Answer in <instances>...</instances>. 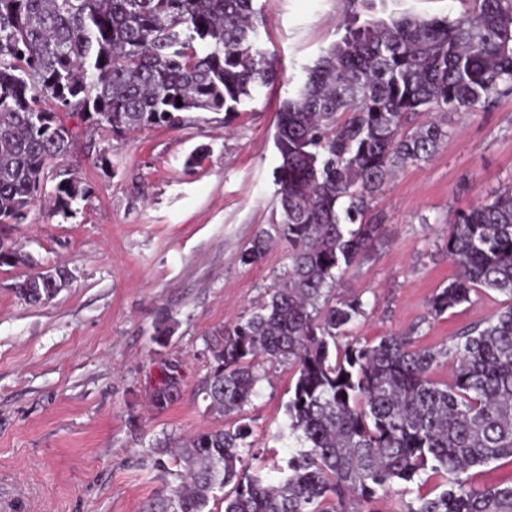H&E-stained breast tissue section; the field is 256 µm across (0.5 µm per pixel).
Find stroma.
I'll return each instance as SVG.
<instances>
[{
    "instance_id": "obj_1",
    "label": "stroma",
    "mask_w": 512,
    "mask_h": 512,
    "mask_svg": "<svg viewBox=\"0 0 512 512\" xmlns=\"http://www.w3.org/2000/svg\"><path fill=\"white\" fill-rule=\"evenodd\" d=\"M266 18L261 36L276 71L238 112H191L185 124L119 136L81 114H62L72 133L64 160L48 165L44 190L0 243L29 255L26 266L0 267V512H150L170 495L179 466L153 467L158 440L179 441L229 418L209 408L205 348L259 305L288 264V243L274 237L263 259L246 266L242 250L279 223L275 116L301 75L340 40L350 0H255ZM460 0H374L362 18L460 12ZM448 136L426 162L398 169L374 204L386 236L349 267L336 288L362 300L353 330L361 343L417 329L436 346L486 321L503 305L487 291L438 319L428 300L454 268L442 250L454 210L512 182V94L488 110L453 112ZM204 149L201 164L188 156ZM107 164H100V156ZM86 188L68 216L54 212L64 179ZM67 269L65 288L33 307L13 290L29 273ZM170 317L166 346L154 325ZM181 364L184 382L165 410L150 404L162 361ZM246 408L265 467L287 457L275 437L288 425L295 375L265 363Z\"/></svg>"
}]
</instances>
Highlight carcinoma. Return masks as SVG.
Here are the masks:
<instances>
[{"mask_svg": "<svg viewBox=\"0 0 512 512\" xmlns=\"http://www.w3.org/2000/svg\"><path fill=\"white\" fill-rule=\"evenodd\" d=\"M254 0H0V224H21L42 190L48 162L70 151L58 111L82 112L116 135L175 127L186 112L239 111L275 78L262 48ZM284 100L274 144L288 267L259 307L224 327L208 348L204 393L226 417L244 413L264 358L295 369L288 436L298 447L267 480L249 461L262 451L240 420L183 442L182 481L160 512H378L396 483L442 479L404 512H512V483L469 486L472 468L512 463V185L456 210L443 240L454 278L428 303L437 319L488 290L506 296L491 319L438 347L417 329L375 345H337L364 316L357 298L336 294L347 268L384 235L368 217L394 168L426 161L448 137L441 122L412 126L422 112H467L512 93V0H469L455 17H352ZM182 105H177V102ZM60 181L56 211L85 198ZM271 234L241 254L254 265ZM26 254L0 246V266ZM59 270L17 282L38 305L66 287ZM161 320L152 341L168 343ZM451 367L448 381L434 379ZM151 403L163 410L183 382L165 361ZM221 496H216V493Z\"/></svg>", "mask_w": 512, "mask_h": 512, "instance_id": "1", "label": "carcinoma"}]
</instances>
